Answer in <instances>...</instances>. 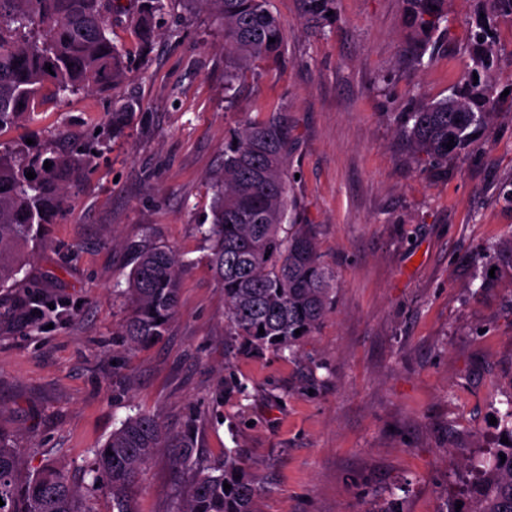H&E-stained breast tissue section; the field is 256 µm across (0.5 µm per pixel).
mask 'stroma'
<instances>
[{
  "mask_svg": "<svg viewBox=\"0 0 512 512\" xmlns=\"http://www.w3.org/2000/svg\"><path fill=\"white\" fill-rule=\"evenodd\" d=\"M282 57L224 89V28L168 0L141 50L112 17L129 55L126 80L46 106L0 133V150L53 145L79 132L84 173L22 280L0 289V429L30 470L64 464L88 483L92 451L139 411L171 435L191 432L195 470L237 449L261 489V512H454L470 507V465L494 452L489 422L512 392V271L480 289L486 248L512 234V17L496 19L501 109L474 148L427 169L395 114L440 99L465 70L478 0H448L434 62L415 59L405 0H269ZM140 108L120 135L112 111ZM288 114V166L300 223L314 225L336 273L327 316L297 354L246 351L225 336L224 293L200 233L230 129ZM149 239L188 259L175 318L159 341L130 349L115 293ZM166 448L145 466L139 512H173L195 470Z\"/></svg>",
  "mask_w": 512,
  "mask_h": 512,
  "instance_id": "stroma-1",
  "label": "stroma"
}]
</instances>
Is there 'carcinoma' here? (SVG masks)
Segmentation results:
<instances>
[{"label":"carcinoma","mask_w":512,"mask_h":512,"mask_svg":"<svg viewBox=\"0 0 512 512\" xmlns=\"http://www.w3.org/2000/svg\"><path fill=\"white\" fill-rule=\"evenodd\" d=\"M116 2L0 0V131L34 120L50 96L110 91L126 78L128 62L109 37ZM131 2L136 4L133 31L145 47L164 3ZM185 2L210 10L224 26V48L233 59L225 69L226 91L255 64L280 58L284 30L267 0ZM406 15L410 28L430 36L448 21V0H406ZM465 53L468 71L449 98H413L396 114L402 137L423 164L446 162L473 146L474 136L496 118L494 73L500 57L490 17L470 28ZM137 108L128 99L113 110L112 134L123 131ZM290 144L284 112L230 132L224 171L215 180L212 224L205 233L211 242L210 264L224 290L226 335L276 354L294 352L315 332L333 302L335 282L313 225L296 221ZM46 161L51 163L48 170ZM82 171L80 136L68 128L59 130L47 158L23 148L0 152V288L15 285L39 228L52 222L65 204V184ZM29 172L36 177H25ZM486 258L512 270V236L489 246ZM133 259L123 333L137 347L164 336L175 317L183 262L151 240L134 246ZM501 405L499 426L508 443L475 464L481 481L468 512H512V393ZM173 447L180 449L179 464L193 462L190 436L175 441L154 415L129 416L93 450L92 481L83 488L58 464L30 471L12 437L0 430V512H94L92 500L98 493L111 499L112 512H137L140 473L162 449ZM225 483L231 488L224 489ZM258 498L259 489L243 472L237 452L226 448L222 465L194 480L177 512H259Z\"/></svg>","instance_id":"cac0c4a2"}]
</instances>
